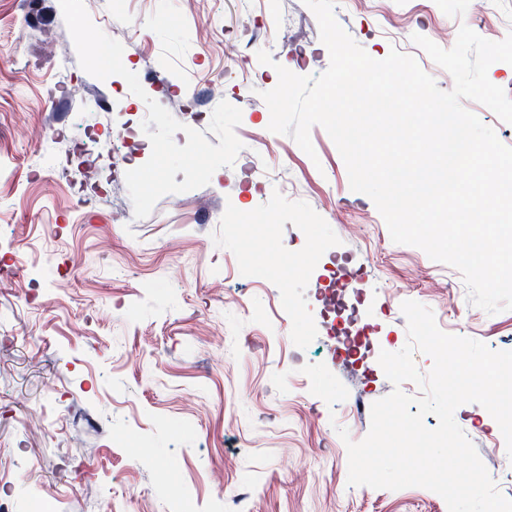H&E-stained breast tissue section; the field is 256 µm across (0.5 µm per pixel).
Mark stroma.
I'll return each mask as SVG.
<instances>
[{"label": "stroma", "mask_w": 512, "mask_h": 512, "mask_svg": "<svg viewBox=\"0 0 512 512\" xmlns=\"http://www.w3.org/2000/svg\"><path fill=\"white\" fill-rule=\"evenodd\" d=\"M92 22L139 66L173 117L188 96L205 114L240 108L238 154L208 185L134 216L125 174L148 160L145 98L122 77L84 71L59 0H0V486L8 512H448L420 487L352 486L338 428L366 437L371 405L393 386L378 362L408 341L401 310L429 307L438 327L512 350V311L470 303L461 273L394 243L373 201L351 190L319 125L307 155L268 129L262 92L277 66L316 77L330 57L303 0H84ZM275 23L255 27L254 17ZM341 27L376 60L412 56L437 86L454 81L412 41L452 48L460 25L491 41L512 32V0H338ZM272 52L274 63L258 60ZM241 56L243 69L226 68ZM165 82L150 81L151 73ZM223 85L224 96L212 95ZM135 125L138 160L114 124ZM53 126L62 139L35 137ZM287 167V181L275 173ZM120 210L125 223L107 216ZM238 217L225 236L227 215ZM360 272L363 360H333L321 296ZM295 309H280L281 293ZM326 364L347 387L334 408L302 368ZM477 403L454 420L512 496V458Z\"/></svg>", "instance_id": "stroma-1"}]
</instances>
